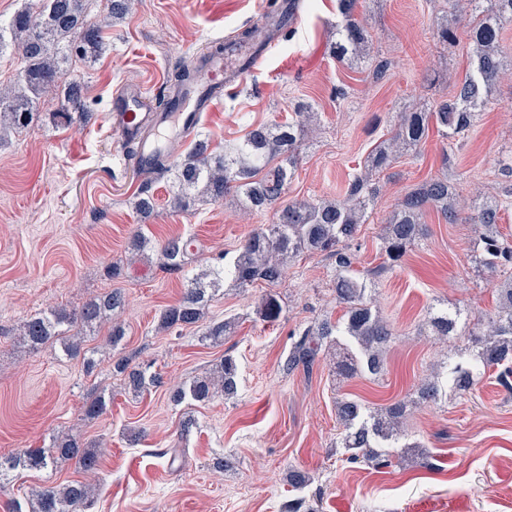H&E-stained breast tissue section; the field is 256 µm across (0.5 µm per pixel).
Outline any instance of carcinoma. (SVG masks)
I'll return each mask as SVG.
<instances>
[{"label":"carcinoma","mask_w":512,"mask_h":512,"mask_svg":"<svg viewBox=\"0 0 512 512\" xmlns=\"http://www.w3.org/2000/svg\"><path fill=\"white\" fill-rule=\"evenodd\" d=\"M472 20L468 37L474 46L471 68L455 96L439 103L432 111L402 112L382 141L370 154L367 168H386L403 150L417 149L436 127L445 138L465 134L473 122L474 110L487 104L504 70L502 36L512 26V0H468ZM358 0H339L340 20L336 24L338 40L336 56L358 54L368 42L369 32L354 17ZM85 0H44L34 11L25 6L15 12L7 26L0 25V56L6 52L18 55L21 70L16 79L0 84V141L9 132L32 123L38 115V104L49 95H64L67 106L52 114L60 126L73 124L83 111V87L66 80L64 64L69 57L91 60L102 50L103 29L112 27V19H122L132 9L131 0H110L108 13L93 22L87 15ZM307 116L298 113L294 123L260 124L247 133L236 155L215 154L205 143H198L188 157L174 166L163 159L154 171L174 172L178 194L174 206L186 210L201 197L214 202L226 196L241 199L244 210L259 212L276 209V221L262 224L241 244L237 255L226 266L214 272V278L203 274L185 288L180 300L161 312L158 329L167 331L179 326L197 324L205 318L209 291L216 289L224 277L235 287L248 288L257 281L271 286L282 283L287 260L304 252L326 253L334 258L336 303L344 308L341 320H328L307 326L292 343L284 369L298 368L310 372L327 347L336 345V369L339 375L352 379L361 374L376 376L383 371L384 353L394 342L393 327L374 309L366 296L365 284L352 269L349 242L356 239L366 221L372 194L361 176L348 183L344 198L317 201H284L288 180L299 160L298 140L306 127ZM434 206L452 224L478 226L479 263L491 273L505 279L497 285L498 305L493 314L478 317L470 324L468 314L460 309H440L431 314L428 324L439 336L467 338L471 346H450L448 383L458 393L474 387L477 377L498 368L497 379L512 391V240L497 231L498 205L471 204L458 210L448 179L423 182L408 193L393 212L381 235L387 263L400 261L407 249L424 233L422 218ZM164 265L179 270L192 262L191 240L177 236L160 245ZM123 301L118 291H111L87 302L79 310L65 309L33 316L20 326V335L32 347L54 344L62 336L58 326L64 322L79 329H99L108 323L109 340L118 345L125 336L119 324L112 323V311ZM236 319L227 318L208 326L206 337L222 341L234 332ZM123 376L127 389L139 394L148 386L158 387L161 378L146 377L145 371L130 366L126 359L114 364ZM238 368L233 357L226 355L211 372L194 378L189 384L174 388L170 400L176 404L190 400L206 403L218 395L228 399L237 393ZM439 382L426 378L410 401L385 407H370L347 397L336 401V420L343 432L339 447L352 464L374 468L389 465L384 448L401 444L407 458L425 455L418 442H408L407 429L413 407L436 404L442 400ZM101 453L77 436L57 438L48 448H27L17 454L0 456V477L19 468L42 470L58 462L72 461L86 473L97 472ZM90 484L72 480L62 485L37 491L31 502L32 512H84L93 499Z\"/></svg>","instance_id":"1"}]
</instances>
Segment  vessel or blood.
I'll return each instance as SVG.
<instances>
[{"instance_id":"vessel-or-blood-1","label":"vessel or blood","mask_w":512,"mask_h":512,"mask_svg":"<svg viewBox=\"0 0 512 512\" xmlns=\"http://www.w3.org/2000/svg\"><path fill=\"white\" fill-rule=\"evenodd\" d=\"M245 56L255 65L262 61L261 55L252 54L249 47L238 43L232 44L227 53L193 59V83L181 91L175 105L164 109L148 107L139 86L129 85L116 91L110 122L120 145L130 150L134 164L151 170L158 152L191 137L202 119L214 111L225 71L238 67Z\"/></svg>"}]
</instances>
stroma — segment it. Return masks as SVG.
<instances>
[{"label":"stroma","mask_w":512,"mask_h":512,"mask_svg":"<svg viewBox=\"0 0 512 512\" xmlns=\"http://www.w3.org/2000/svg\"><path fill=\"white\" fill-rule=\"evenodd\" d=\"M266 0H134L131 13L106 33L102 55L67 77L80 81L87 119L64 128L49 115L63 97L41 100L39 119L0 143V455L49 446L70 434L102 448L88 512H284L301 497L317 512H512V393L495 376L467 394L451 393L419 406L409 431L426 457L373 469L336 452V401L350 397L388 405L412 393L447 360L448 344L419 328L431 308L493 311L492 277L475 262L474 225L448 223L428 208L425 234L392 268H385L381 228L406 194L423 181L447 177L458 201L512 192V69L456 140L430 132L414 152L398 155L371 188L374 203L358 233L354 271L397 338L382 375L345 379L335 359L312 372H286L292 343L315 320L338 319L332 291L335 263L324 253L293 259L275 287L256 282L214 292L203 322L161 333V311L187 286V274L158 257L131 261V237L144 228L154 243L182 235L194 240L192 267L224 265L274 210L250 214L231 200L199 201L174 210L170 174H142L123 162L109 110L122 86L145 87L150 101L167 92L175 71L218 42L261 24ZM298 22L278 33L262 65L201 127L199 139L222 152L249 127L316 112L304 134L291 200L340 198L362 174L367 156L386 139L397 113L432 107L455 95L469 68L464 25L443 44L434 34L445 0H365L359 20L371 31L372 59L387 62L383 77L369 65L333 54L336 0H295ZM435 74L427 83L426 74ZM155 200L150 217L135 209L142 186ZM498 228L512 236V205ZM119 265L120 276L109 274ZM125 303L114 318L125 329L118 346L104 334L84 336L97 363L67 355L63 343L31 347L18 335L24 320L53 308L73 310L112 290ZM282 307L275 321L257 307L267 295ZM237 318L219 344L205 341L207 324ZM238 364V393L209 404L172 405V388L212 368L223 356ZM160 374L163 384L132 396L113 366L119 359ZM107 409L86 418L97 397ZM193 420L182 432L185 420ZM313 477L293 491L288 472ZM71 461L47 470L12 473L0 481V512H24L32 490L81 478Z\"/></svg>","instance_id":"35a3bbf8"}]
</instances>
